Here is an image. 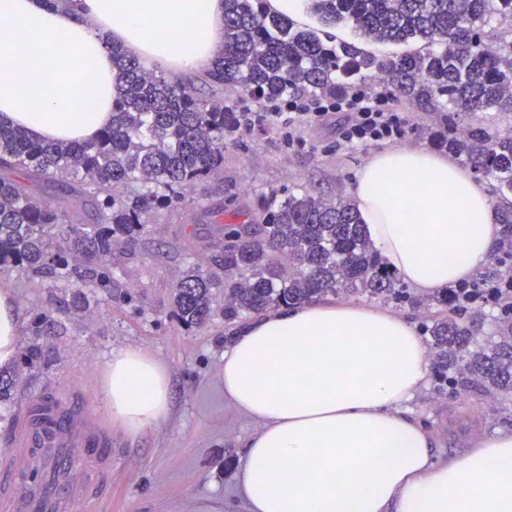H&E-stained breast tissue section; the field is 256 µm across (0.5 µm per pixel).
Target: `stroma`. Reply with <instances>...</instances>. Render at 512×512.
I'll list each match as a JSON object with an SVG mask.
<instances>
[{
    "label": "stroma",
    "mask_w": 512,
    "mask_h": 512,
    "mask_svg": "<svg viewBox=\"0 0 512 512\" xmlns=\"http://www.w3.org/2000/svg\"><path fill=\"white\" fill-rule=\"evenodd\" d=\"M389 107L412 120L401 146L431 148L429 134L438 123L433 108L399 95L390 96ZM343 120V113L335 112L303 124L291 146L275 130L257 127L238 134L224 151L221 176L199 184L195 197L215 208L229 201L249 213L260 195L273 190L346 196L375 149L343 145L337 132ZM214 235L212 219L195 206L170 208L134 242L113 248L112 290L85 289L81 312L60 305L63 289L35 287L14 271L0 273V286L12 288L24 316L19 358L11 366L22 384L0 403V445L14 448L23 441L21 414L32 399L45 394L65 403L73 393L86 392L94 412L110 418L99 378L114 351L143 348L170 373L167 418L136 437L113 431L112 471L103 477L107 493L95 512H186L194 499L209 500L218 512H246L236 478L242 445L257 424L224 399V336L230 330L222 312L224 291L216 289V310L203 328H186L172 315L173 288L191 264L223 277L213 263ZM47 309L56 320L53 333L33 335L34 317ZM33 349L38 357L23 362ZM435 385L428 380L407 411L432 431L437 460L460 455L478 439L512 428V404L477 395L444 397L437 395Z\"/></svg>",
    "instance_id": "35a3bbf8"
}]
</instances>
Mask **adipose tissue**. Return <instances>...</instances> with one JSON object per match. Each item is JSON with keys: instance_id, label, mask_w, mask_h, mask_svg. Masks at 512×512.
Wrapping results in <instances>:
<instances>
[{"instance_id": "ef3b65f1", "label": "adipose tissue", "mask_w": 512, "mask_h": 512, "mask_svg": "<svg viewBox=\"0 0 512 512\" xmlns=\"http://www.w3.org/2000/svg\"><path fill=\"white\" fill-rule=\"evenodd\" d=\"M224 41V0H0V124L41 142L92 141L112 125L113 45L171 71L203 70ZM351 197L382 261L419 295L475 275L500 238L498 206L453 161L392 148ZM22 314L0 289V366ZM432 359L389 310L311 302L260 316L224 351V398L260 424L243 444L248 512H512V429L448 462L405 407ZM170 377L140 348L113 353L99 393L137 436L169 410Z\"/></svg>"}]
</instances>
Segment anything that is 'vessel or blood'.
<instances>
[{"label": "vessel or blood", "mask_w": 512, "mask_h": 512, "mask_svg": "<svg viewBox=\"0 0 512 512\" xmlns=\"http://www.w3.org/2000/svg\"><path fill=\"white\" fill-rule=\"evenodd\" d=\"M53 419L50 427L36 425L31 430L43 455L31 457L24 448L12 451L18 468L37 463L52 475V482L42 493L20 503L14 502L7 490H0V512H66L73 501L94 502L97 488L89 479L90 463L96 460L101 466H111L112 430L84 399L54 410Z\"/></svg>", "instance_id": "vessel-or-blood-1"}]
</instances>
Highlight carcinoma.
<instances>
[{
  "label": "carcinoma",
  "mask_w": 512,
  "mask_h": 512,
  "mask_svg": "<svg viewBox=\"0 0 512 512\" xmlns=\"http://www.w3.org/2000/svg\"><path fill=\"white\" fill-rule=\"evenodd\" d=\"M307 10L323 29L298 27L265 0H224V44L205 82L261 104L358 94L375 81L435 106L443 127L434 142L493 181L497 194L512 195V130L457 125L462 112H512V0H307ZM341 24L368 43L416 48L377 56L338 38ZM487 28L500 31L494 45ZM112 65V127L96 140L45 143L0 127V269H15L27 283L108 291L112 247L135 241L174 204L210 214L193 191L223 170L238 115L116 46ZM36 179L63 184L80 209L30 194L24 182ZM500 224L491 267L465 287L432 295L441 311L423 328L440 395L512 401V282L503 277L512 268L511 207ZM216 232L224 282L196 265L172 292V313L187 327L211 320L212 289L220 286L228 323L328 295L416 303L363 235L349 198L271 192L247 222ZM478 301L497 307L494 335L483 340L466 324Z\"/></svg>",
  "instance_id": "carcinoma-1"
}]
</instances>
